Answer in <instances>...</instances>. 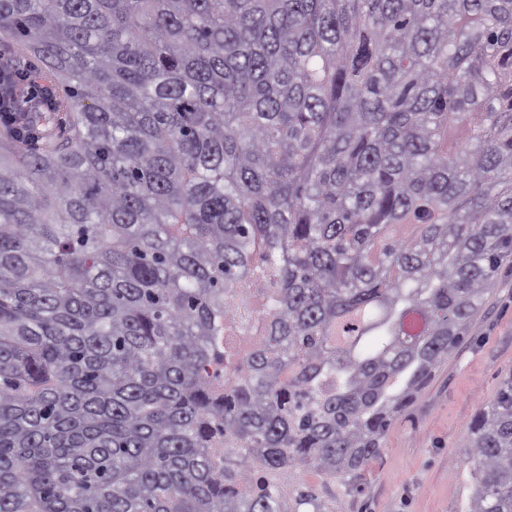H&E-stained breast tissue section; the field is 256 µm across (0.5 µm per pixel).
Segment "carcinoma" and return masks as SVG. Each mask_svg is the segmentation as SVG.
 Segmentation results:
<instances>
[{"instance_id": "obj_1", "label": "carcinoma", "mask_w": 512, "mask_h": 512, "mask_svg": "<svg viewBox=\"0 0 512 512\" xmlns=\"http://www.w3.org/2000/svg\"><path fill=\"white\" fill-rule=\"evenodd\" d=\"M2 43L72 120L0 132V512H336L287 476L353 490L512 254V0H0ZM463 447L512 512V377ZM15 54L17 57L30 62L31 65L26 61L12 56L5 47H0V70L2 65L5 79L12 81H22L27 78V73H29L32 66L33 70L31 71V78L38 86L37 90L39 91V96H41L40 94H42L43 91L44 101H46L48 104L52 102V93L49 89L44 88L46 86H52L54 88L56 92V103L65 96L62 89L46 75L47 71L41 62L31 57L30 55L23 53L21 50H16Z\"/></svg>"}]
</instances>
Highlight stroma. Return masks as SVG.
<instances>
[{"label": "stroma", "mask_w": 512, "mask_h": 512, "mask_svg": "<svg viewBox=\"0 0 512 512\" xmlns=\"http://www.w3.org/2000/svg\"><path fill=\"white\" fill-rule=\"evenodd\" d=\"M510 376L512 256L463 342L392 422L360 491L339 498V512H461L473 486L462 463L467 425Z\"/></svg>", "instance_id": "35a3bbf8"}]
</instances>
